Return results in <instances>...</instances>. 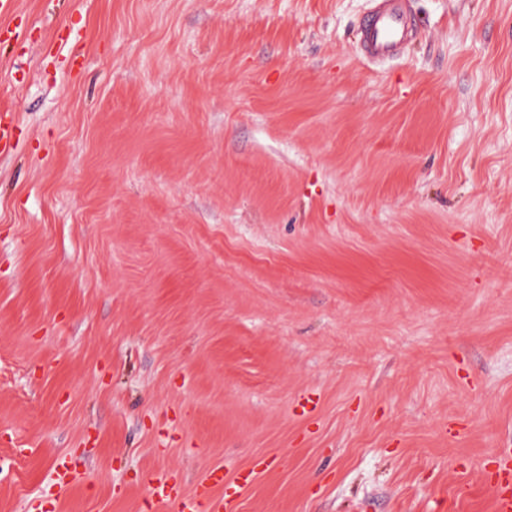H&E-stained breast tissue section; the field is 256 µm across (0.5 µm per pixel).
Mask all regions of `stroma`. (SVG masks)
I'll return each instance as SVG.
<instances>
[{
    "instance_id": "obj_1",
    "label": "stroma",
    "mask_w": 512,
    "mask_h": 512,
    "mask_svg": "<svg viewBox=\"0 0 512 512\" xmlns=\"http://www.w3.org/2000/svg\"><path fill=\"white\" fill-rule=\"evenodd\" d=\"M17 0L0 27V512H494L512 0ZM377 1L359 25L362 57L368 63L399 55L418 28L408 0ZM251 472L228 477L222 468L212 469L206 480L190 494L167 483L151 482L149 495L161 510L172 506L176 512H222L224 504L235 499L241 490L251 481ZM216 490H224V496L218 497Z\"/></svg>"
}]
</instances>
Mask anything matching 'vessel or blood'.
I'll return each instance as SVG.
<instances>
[{"instance_id": "vessel-or-blood-1", "label": "vessel or blood", "mask_w": 512, "mask_h": 512, "mask_svg": "<svg viewBox=\"0 0 512 512\" xmlns=\"http://www.w3.org/2000/svg\"><path fill=\"white\" fill-rule=\"evenodd\" d=\"M359 28L362 56L367 62L376 63L402 52L417 31L418 19L409 9L408 0H378ZM249 481L247 475L230 477L218 467L192 493L155 481L150 495L163 510L170 507L174 512H223L225 504L235 499Z\"/></svg>"}]
</instances>
